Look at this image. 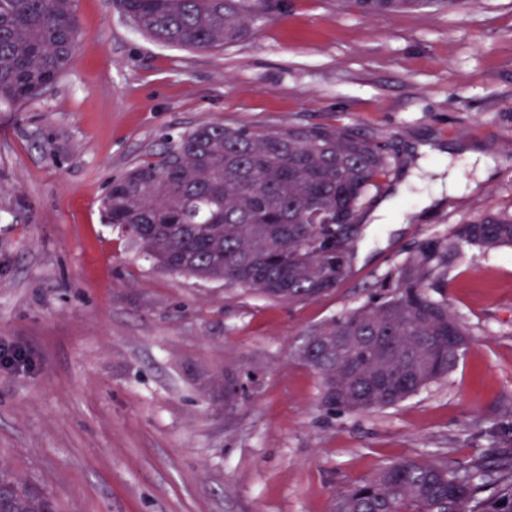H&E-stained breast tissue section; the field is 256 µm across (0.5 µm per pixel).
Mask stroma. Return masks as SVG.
Wrapping results in <instances>:
<instances>
[{"label": "stroma", "mask_w": 512, "mask_h": 512, "mask_svg": "<svg viewBox=\"0 0 512 512\" xmlns=\"http://www.w3.org/2000/svg\"><path fill=\"white\" fill-rule=\"evenodd\" d=\"M240 41L155 42L116 0H76L82 33L54 86L0 104V466L60 512H334L401 460L512 449V246L463 249L448 302L473 340L447 377L361 414L320 404L304 335L385 292L424 241L512 215V0L371 16L283 0ZM218 123L348 125L392 170L348 277L289 305L160 270L101 219L112 177L164 136ZM453 182L431 208L422 199ZM235 371L233 406L209 377Z\"/></svg>", "instance_id": "stroma-1"}]
</instances>
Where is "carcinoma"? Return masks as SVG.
Listing matches in <instances>:
<instances>
[{"label":"carcinoma","mask_w":512,"mask_h":512,"mask_svg":"<svg viewBox=\"0 0 512 512\" xmlns=\"http://www.w3.org/2000/svg\"><path fill=\"white\" fill-rule=\"evenodd\" d=\"M379 15L458 0H351ZM75 0H0V102L38 98L67 69L81 32ZM152 40L210 50L241 40L281 10L280 0H121ZM390 162L358 130L341 125L287 129L205 124L168 136L156 152L112 179L104 222L130 224L162 270L186 266L268 300L321 297L347 277L348 234ZM512 245V216L457 224L398 268L388 292L316 327L297 355L322 380L329 411L395 406L445 378L470 332L441 293L463 247ZM0 512H57L54 499L0 468ZM336 512H512V450L444 466L404 460L354 483Z\"/></svg>","instance_id":"carcinoma-1"}]
</instances>
